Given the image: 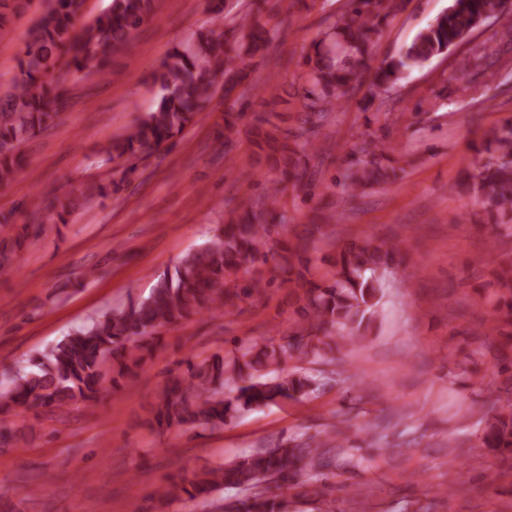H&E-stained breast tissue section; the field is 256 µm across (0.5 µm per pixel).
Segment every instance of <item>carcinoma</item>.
<instances>
[{
    "label": "carcinoma",
    "instance_id": "carcinoma-1",
    "mask_svg": "<svg viewBox=\"0 0 512 512\" xmlns=\"http://www.w3.org/2000/svg\"><path fill=\"white\" fill-rule=\"evenodd\" d=\"M30 2L0 0V26ZM83 4L84 0H49L30 31L19 76L0 93L1 185L19 171L21 146L59 118L66 90L56 69L63 65L81 72L95 60V73L105 76L108 60L126 49L132 33L154 13L157 0H111L105 11L78 30ZM404 4L405 0H345L333 17L324 20L312 53L305 58L303 84L295 100L303 113L302 125L280 138L277 128H266L267 117H256L253 143L258 156L274 160L282 180H302L314 142L332 124L336 106L352 92L363 88L369 102L380 100L413 69L451 52L490 19L512 12V0H451L398 54L383 59L367 82L374 37L382 22ZM268 34L262 6L250 5L230 20L227 29L208 28L193 46L171 54L158 75L161 93L155 107L112 141L105 161L122 159L129 163L127 173H134L136 161L195 122L215 94L217 72L224 74V95L242 88L224 108V147H229L241 117L236 107L250 90ZM390 151L384 139L360 140L341 177L324 189L339 186L355 197L396 180L404 168L396 165ZM480 154L467 173L472 190L487 210L512 212L511 119L493 131ZM282 192L281 183L275 182L267 189V202L232 212L202 246L181 258L174 274L158 279L146 299L98 314L18 366L9 383L0 386V416L20 409L96 403L105 383L115 387L142 368L161 329L218 310L269 284L264 266L271 258L281 260L297 305L298 320L288 335L241 346L230 356L186 360L185 376L166 387L152 410L150 426L159 432L184 425L219 428L240 410L277 400L301 401L318 392L325 385L321 372L297 367L288 373L280 366L289 356L310 364L325 360L336 346L335 336L343 333L351 341H362L383 298L385 274L401 253L394 245L371 239L351 243L337 253L332 276L316 279L305 253L322 233V225L308 224L294 242H281L278 229L290 221L288 210L280 205ZM111 193L110 183L87 182L74 198L50 204L45 221L64 224L69 210ZM498 283L490 330L512 340V263L501 267ZM504 392L492 395L481 441L505 461L512 460V384ZM321 445L311 436L292 446L261 449L229 464L182 474L162 486L158 495L172 502L235 488L245 493L232 502L236 512H281L288 500L267 496V484L278 482L286 488L297 485L299 477H318L324 466Z\"/></svg>",
    "mask_w": 512,
    "mask_h": 512
}]
</instances>
